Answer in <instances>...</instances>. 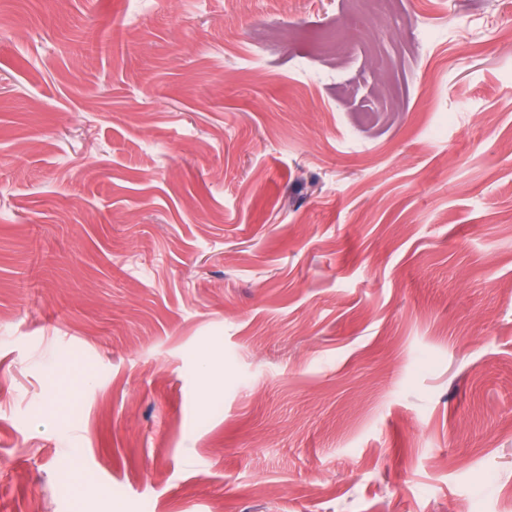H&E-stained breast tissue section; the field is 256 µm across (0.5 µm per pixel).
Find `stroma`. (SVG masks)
Returning <instances> with one entry per match:
<instances>
[{"label": "stroma", "mask_w": 512, "mask_h": 512, "mask_svg": "<svg viewBox=\"0 0 512 512\" xmlns=\"http://www.w3.org/2000/svg\"><path fill=\"white\" fill-rule=\"evenodd\" d=\"M508 30L0 0V512H512Z\"/></svg>", "instance_id": "35a3bbf8"}]
</instances>
